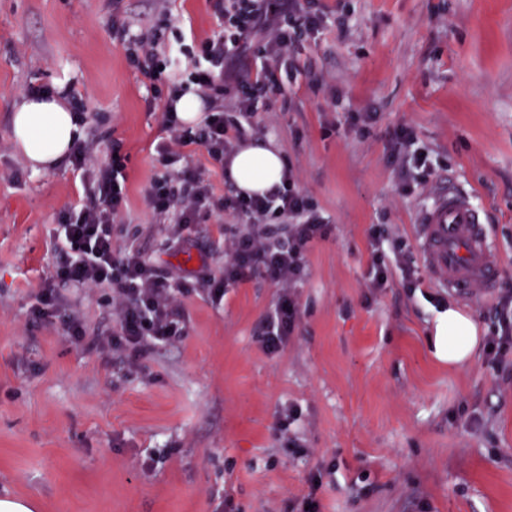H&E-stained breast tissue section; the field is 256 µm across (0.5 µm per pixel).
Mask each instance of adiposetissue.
I'll return each mask as SVG.
<instances>
[{"mask_svg": "<svg viewBox=\"0 0 512 512\" xmlns=\"http://www.w3.org/2000/svg\"><path fill=\"white\" fill-rule=\"evenodd\" d=\"M82 131L68 103L59 95L26 98L12 114L11 138L16 151L33 172L59 168ZM226 173L239 190L261 192L280 182L284 158L261 143L241 144L231 157ZM479 343L475 322L456 307L436 312L434 354L438 360L458 366L471 360Z\"/></svg>", "mask_w": 512, "mask_h": 512, "instance_id": "adipose-tissue-1", "label": "adipose tissue"}]
</instances>
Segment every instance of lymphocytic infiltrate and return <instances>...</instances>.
I'll use <instances>...</instances> for the list:
<instances>
[{"instance_id": "1", "label": "lymphocytic infiltrate", "mask_w": 512, "mask_h": 512, "mask_svg": "<svg viewBox=\"0 0 512 512\" xmlns=\"http://www.w3.org/2000/svg\"><path fill=\"white\" fill-rule=\"evenodd\" d=\"M224 24L221 36L202 41L199 53L142 42L141 70L149 80L171 69L186 75L187 86L173 88L162 105V125L172 137L158 147L167 169L153 179L148 205L157 219L173 223L171 240L186 245L183 229L204 223L214 212L229 214L240 229L225 250L224 273H202L195 279L176 275L140 251L118 247L113 225L128 207L123 157L92 166L93 148L76 144L70 155L75 169L88 183L84 202L61 219L54 239L60 260L52 277L34 295L33 321L61 327L70 341L85 350L111 354L131 367L155 347L172 343L186 333L183 295L202 289L220 299L227 286L264 271L282 294L260 328V342L270 352L288 341L299 310L292 290L305 276V254L324 235L325 225L293 171H285L280 185L263 195L242 193L229 187L215 196L204 174L183 165L182 150L196 145L215 162H223L233 143L254 126L256 105L272 99L287 87L296 69L294 53L303 37L323 26V11L299 6L298 0H211ZM260 56L257 73L245 70L246 60ZM194 90L208 111L196 128L179 124L174 105L186 90ZM372 267L369 287H386L393 269H400L406 285L418 287L414 258L402 245L385 249L379 229L371 231ZM100 288L107 294L113 320L89 331L76 315L63 311L64 288Z\"/></svg>"}]
</instances>
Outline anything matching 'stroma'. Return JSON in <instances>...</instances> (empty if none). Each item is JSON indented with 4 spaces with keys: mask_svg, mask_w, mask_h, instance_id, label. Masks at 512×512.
<instances>
[{
    "mask_svg": "<svg viewBox=\"0 0 512 512\" xmlns=\"http://www.w3.org/2000/svg\"><path fill=\"white\" fill-rule=\"evenodd\" d=\"M285 94L259 102L251 138L278 149L327 223L294 290L300 321L270 353L256 332L280 290L264 275L214 302L183 296L185 336L139 367L71 345L33 323L29 304L58 255L54 230L85 184L65 165L35 173L11 141L28 86L74 90L83 139L118 142L131 245L183 275L224 269L233 220L196 225L169 247L146 204L164 174L159 108L128 57L145 35L195 49L224 27L209 0H0V498L37 512H512V365L484 350L451 368L430 342L451 303L481 338L512 290V0H323ZM411 127L434 170L420 185L391 131ZM453 183L481 207L494 242L495 289L367 288L370 230L417 251L419 210ZM287 429L278 422L288 410Z\"/></svg>",
    "mask_w": 512,
    "mask_h": 512,
    "instance_id": "stroma-1",
    "label": "stroma"
}]
</instances>
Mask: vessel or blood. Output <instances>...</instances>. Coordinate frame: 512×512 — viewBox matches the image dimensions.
Returning a JSON list of instances; mask_svg holds the SVG:
<instances>
[{
  "label": "vessel or blood",
  "mask_w": 512,
  "mask_h": 512,
  "mask_svg": "<svg viewBox=\"0 0 512 512\" xmlns=\"http://www.w3.org/2000/svg\"><path fill=\"white\" fill-rule=\"evenodd\" d=\"M418 236L427 267L449 289L466 295L474 283L496 282L498 256L470 193L443 189L423 208Z\"/></svg>",
  "instance_id": "vessel-or-blood-1"
}]
</instances>
